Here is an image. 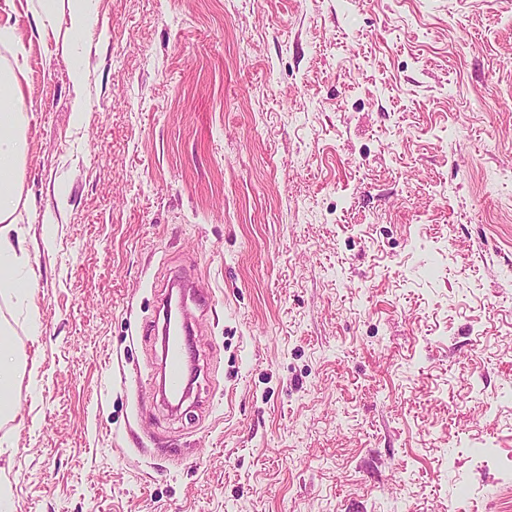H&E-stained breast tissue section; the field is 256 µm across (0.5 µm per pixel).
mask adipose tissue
I'll list each match as a JSON object with an SVG mask.
<instances>
[{
    "label": "adipose tissue",
    "instance_id": "adipose-tissue-1",
    "mask_svg": "<svg viewBox=\"0 0 512 512\" xmlns=\"http://www.w3.org/2000/svg\"><path fill=\"white\" fill-rule=\"evenodd\" d=\"M35 15L40 37H47L58 18H65L67 29L80 37L95 28L93 0H38ZM22 69L0 66V297L32 298L31 278L20 277L27 258L12 242L17 229L15 213L20 203L22 163L25 155L24 131L28 123ZM18 349L0 325V418L15 416L13 389Z\"/></svg>",
    "mask_w": 512,
    "mask_h": 512
}]
</instances>
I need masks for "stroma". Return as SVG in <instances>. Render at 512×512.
I'll return each instance as SVG.
<instances>
[{"mask_svg":"<svg viewBox=\"0 0 512 512\" xmlns=\"http://www.w3.org/2000/svg\"><path fill=\"white\" fill-rule=\"evenodd\" d=\"M94 8L79 42L0 9L36 276L0 301L10 512H512V0ZM176 275L211 301L173 409ZM0 418L13 419L15 402L13 389L16 376L17 347L13 344L6 327L0 325ZM184 342L178 338L165 346L163 361L162 389L165 395L178 396L184 393L190 380L184 371Z\"/></svg>","mask_w":512,"mask_h":512,"instance_id":"35a3bbf8","label":"stroma"}]
</instances>
